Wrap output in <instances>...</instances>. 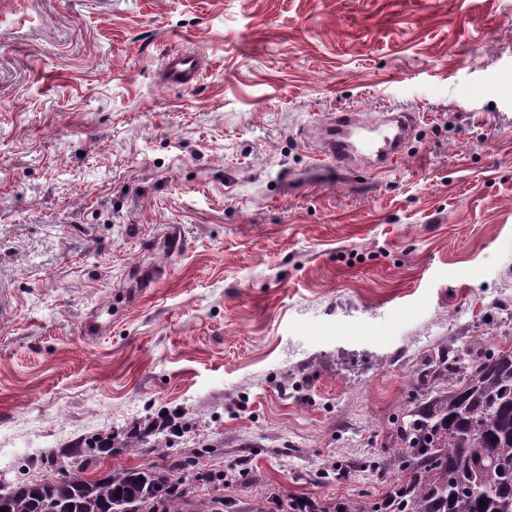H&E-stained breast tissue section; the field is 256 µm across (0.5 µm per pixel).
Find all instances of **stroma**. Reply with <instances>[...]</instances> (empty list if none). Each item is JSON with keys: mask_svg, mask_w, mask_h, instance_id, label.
I'll list each match as a JSON object with an SVG mask.
<instances>
[{"mask_svg": "<svg viewBox=\"0 0 512 512\" xmlns=\"http://www.w3.org/2000/svg\"><path fill=\"white\" fill-rule=\"evenodd\" d=\"M183 50L207 69L167 86ZM345 108L417 135L336 174ZM478 336L512 341V0H0L6 479L166 418L172 453L219 446L224 512L376 502L416 370ZM160 245L163 252L168 256H178L186 249V242L183 238L179 226L170 224L160 239ZM104 315L112 317V313L110 312L109 308L106 310H104V307H97L94 309L82 322L81 334L91 338H96L99 336L110 323V320H103Z\"/></svg>", "mask_w": 512, "mask_h": 512, "instance_id": "obj_1", "label": "stroma"}]
</instances>
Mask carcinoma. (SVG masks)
I'll return each mask as SVG.
<instances>
[{"mask_svg": "<svg viewBox=\"0 0 512 512\" xmlns=\"http://www.w3.org/2000/svg\"><path fill=\"white\" fill-rule=\"evenodd\" d=\"M421 397L394 423L389 450L404 469L370 512H512V342L466 360L429 356L416 373ZM132 427L123 447L163 460L89 475L113 436L84 435L40 457L42 475L0 486L4 512H221L189 487L205 479L169 446ZM485 505H480V502Z\"/></svg>", "mask_w": 512, "mask_h": 512, "instance_id": "carcinoma-1", "label": "carcinoma"}]
</instances>
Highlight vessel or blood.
Returning a JSON list of instances; mask_svg holds the SVG:
<instances>
[{"label":"vessel or blood","instance_id":"vessel-or-blood-1","mask_svg":"<svg viewBox=\"0 0 512 512\" xmlns=\"http://www.w3.org/2000/svg\"><path fill=\"white\" fill-rule=\"evenodd\" d=\"M203 61L197 55L176 52L169 54L162 65V77L170 85L190 87L199 79ZM417 122L415 113L401 110L387 125L366 126L356 113L343 111L333 116L324 133V145L338 169L352 171L359 155H373L374 170L387 169L402 146L411 137ZM163 252L177 256L184 252L186 242L177 225H168L160 239Z\"/></svg>","mask_w":512,"mask_h":512}]
</instances>
